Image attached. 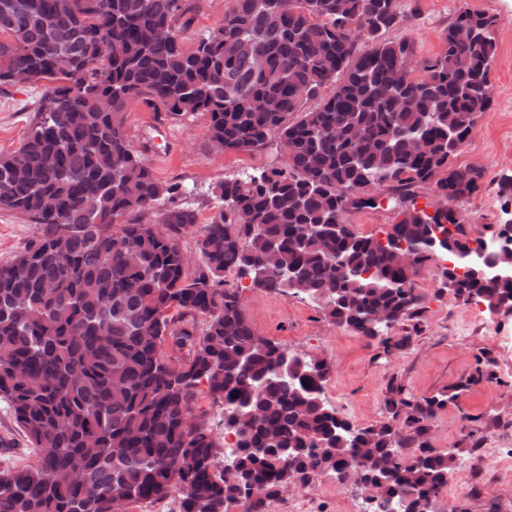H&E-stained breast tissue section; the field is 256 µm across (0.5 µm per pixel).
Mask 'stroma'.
Returning a JSON list of instances; mask_svg holds the SVG:
<instances>
[{"label": "stroma", "mask_w": 512, "mask_h": 512, "mask_svg": "<svg viewBox=\"0 0 512 512\" xmlns=\"http://www.w3.org/2000/svg\"><path fill=\"white\" fill-rule=\"evenodd\" d=\"M188 10L177 28L185 49L219 26L232 0H186ZM411 22L390 31L393 39L407 38L415 45L409 65L422 76L425 61L440 55L442 30L460 8L495 15L497 46L492 74L493 103L479 119L456 158L457 165L483 172L480 189L457 207L473 233L500 223L503 184L512 179V0H400ZM48 81L0 85V155L18 149L27 137ZM209 116L197 112L172 116L136 100L125 111L124 132L162 184H180L181 197L166 201V208H187L197 224L209 223L216 212L214 186L224 178L283 162L278 146L254 153L216 147L208 135ZM41 235L40 225L28 217L0 210V264L12 261ZM227 287L241 295L242 311L255 331L280 344L289 354L318 356L331 367L325 396L330 405L354 424L383 421L384 399L391 384L400 383L417 397L436 394L467 377L475 357L491 352L497 361L496 379L472 386L457 404L441 410L430 425V444L455 454L453 473L466 494L450 500L440 495L431 512H512V483H503L496 460L484 470L471 466L485 449L512 450V318H493L479 303L453 293H438L435 266L423 268L416 287L427 309L418 331L396 327L408 335L405 348L391 354L366 347L353 332L336 326L305 299L250 287L243 279L226 275ZM481 418L482 431L471 436L472 418ZM33 459L27 437L16 424L8 404L0 400V471L17 469ZM307 512H364L366 503L355 488L339 483L332 473L316 477L301 494Z\"/></svg>", "instance_id": "1"}]
</instances>
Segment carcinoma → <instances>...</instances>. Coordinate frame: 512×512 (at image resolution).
Listing matches in <instances>:
<instances>
[{
    "label": "carcinoma",
    "instance_id": "carcinoma-1",
    "mask_svg": "<svg viewBox=\"0 0 512 512\" xmlns=\"http://www.w3.org/2000/svg\"><path fill=\"white\" fill-rule=\"evenodd\" d=\"M183 2L0 8V34L10 36L0 40V85L26 73L52 83L22 161L0 155V210L43 227L0 265V399L35 453L32 464L0 471V512H113L117 499L173 493L179 512H266L289 484L323 472L365 493L370 512H430L453 469V456L429 444L431 421L495 379L490 353L432 396L391 385L386 420L358 427L321 398L329 366L283 361L224 275L260 264L252 287L300 294L389 354L407 337L381 338L373 315L419 324L420 269L512 267V226L489 227L500 243L484 257L454 208L480 187L481 171L454 160L491 104L497 18L460 10L445 50L415 78L406 71L412 43L384 38L413 18L399 0H234L190 51L174 24ZM140 98L174 116L208 113L210 140L226 150L274 139L287 148L283 165L215 187L223 205L199 230L192 274L175 245L194 226L192 212L148 219L182 190L159 183L124 133L125 109ZM425 187L438 197L431 212L413 206ZM376 188L405 205L383 237L349 221L376 207ZM293 267L301 293L283 277ZM451 280L455 296L489 311L512 305V281L468 272ZM187 316L192 325L178 327ZM167 342L187 358L166 355ZM204 389L235 412L224 431L237 453L224 470L194 413ZM71 470L84 471V485L68 481Z\"/></svg>",
    "mask_w": 512,
    "mask_h": 512
}]
</instances>
